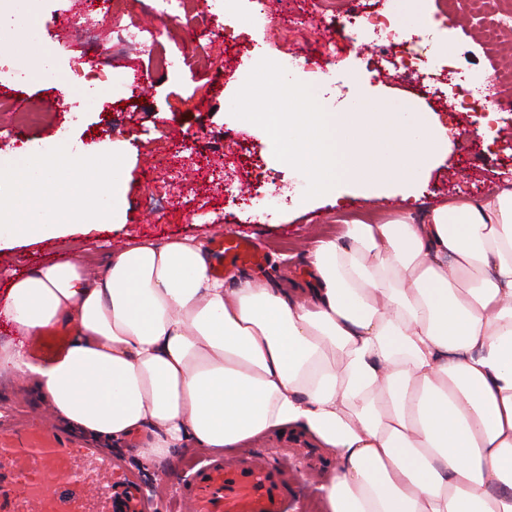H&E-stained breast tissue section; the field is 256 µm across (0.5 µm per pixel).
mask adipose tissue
I'll list each match as a JSON object with an SVG mask.
<instances>
[{
	"label": "adipose tissue",
	"instance_id": "obj_1",
	"mask_svg": "<svg viewBox=\"0 0 512 512\" xmlns=\"http://www.w3.org/2000/svg\"><path fill=\"white\" fill-rule=\"evenodd\" d=\"M122 162L60 144L0 173V244L119 215ZM203 243L142 241L99 273L14 275L0 373L58 418L163 458L290 426L335 453L322 512H512V189L347 225L304 295L226 287ZM72 326L52 359L25 339Z\"/></svg>",
	"mask_w": 512,
	"mask_h": 512
}]
</instances>
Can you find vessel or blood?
Masks as SVG:
<instances>
[{
  "label": "vessel or blood",
  "instance_id": "obj_1",
  "mask_svg": "<svg viewBox=\"0 0 512 512\" xmlns=\"http://www.w3.org/2000/svg\"><path fill=\"white\" fill-rule=\"evenodd\" d=\"M225 266L251 264L261 258L246 236L225 233L217 240ZM14 475L37 472L39 483L23 485L20 508L10 506L0 489V512H114L121 475L96 450L80 447L51 427L0 433V470ZM292 488L279 468L254 455L214 460L196 469L180 500V512H283Z\"/></svg>",
  "mask_w": 512,
  "mask_h": 512
}]
</instances>
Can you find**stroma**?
Returning a JSON list of instances; mask_svg holds the SVG:
<instances>
[{
  "label": "stroma",
  "instance_id": "obj_1",
  "mask_svg": "<svg viewBox=\"0 0 512 512\" xmlns=\"http://www.w3.org/2000/svg\"><path fill=\"white\" fill-rule=\"evenodd\" d=\"M316 0H274L271 22L257 33L241 25L251 0H236L232 11L216 8L192 25L158 31L156 22L137 0H106L89 24L86 37H62L69 0H17L31 27V46L41 48L53 63L54 78L25 74L29 60L15 39L0 35V157L9 159L38 145L68 142L82 152L104 155L114 150L124 160L123 201L117 225H96L66 237L23 240L0 251V289L9 278L53 260L73 255L104 260L107 253L143 240L164 243L194 237L212 245L217 234L249 235L265 254L259 272L289 291L306 285L310 250L326 235L340 233L354 222L379 224L405 212L420 215L456 198H478L512 188V32L489 39L475 24L474 13L499 21L504 0H483L473 10L470 0H425L435 27L398 44L369 39L351 41L336 25L297 35L295 18L316 10ZM131 23L157 33L146 46L103 52L91 48V34L111 29L113 21ZM225 29V42L211 43L201 30ZM452 35L457 50L443 56L433 43ZM336 46L324 72L289 70L290 78L317 83V101L335 111L337 87L353 85L361 101L381 106L401 99L440 119L456 134L444 160L428 166L409 199L392 193L360 195L349 191L343 204L333 196L318 199L306 211L297 205L307 187L305 176L277 160L269 137L257 125L231 113L233 99L257 63L284 53L305 55L322 42ZM212 56L217 66L189 73L177 82L154 78L159 61L179 54ZM124 77L136 89L127 104L87 96L84 74L90 71ZM459 72L492 81L503 105L490 134H478L480 113L458 109L462 89L448 82ZM37 121H30V113ZM169 158L184 169L183 189L166 192L168 170L158 164ZM0 418L25 425L56 423L33 385L12 375L0 376ZM84 444L102 449L134 483L155 487V512H178L177 497L189 466L206 460L207 452L177 450L154 460L127 440L84 437ZM311 438L292 431L266 434L239 446V453L270 456L295 488L290 512H318V471L306 470L297 447L310 448Z\"/></svg>",
  "mask_w": 512,
  "mask_h": 512
}]
</instances>
